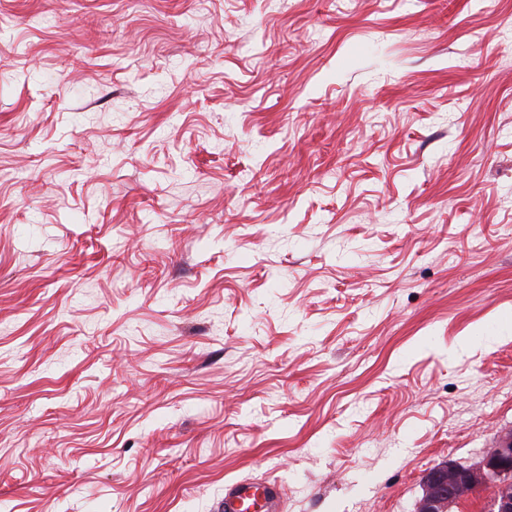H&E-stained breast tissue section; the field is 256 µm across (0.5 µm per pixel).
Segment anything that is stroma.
<instances>
[{"mask_svg":"<svg viewBox=\"0 0 512 512\" xmlns=\"http://www.w3.org/2000/svg\"><path fill=\"white\" fill-rule=\"evenodd\" d=\"M512 427V0H0V512H414ZM260 488L265 492V511H272L276 507L274 489L267 484H257L247 480L232 484L226 489L224 501L221 502L219 510L224 512H258L254 509L253 504L256 501L255 491Z\"/></svg>","mask_w":512,"mask_h":512,"instance_id":"obj_1","label":"stroma"}]
</instances>
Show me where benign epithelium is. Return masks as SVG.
<instances>
[{
	"mask_svg": "<svg viewBox=\"0 0 512 512\" xmlns=\"http://www.w3.org/2000/svg\"><path fill=\"white\" fill-rule=\"evenodd\" d=\"M483 490L491 491L489 512H512V428L498 432L494 448L477 465L448 459L428 469L415 512H457Z\"/></svg>",
	"mask_w": 512,
	"mask_h": 512,
	"instance_id": "7a95c632",
	"label": "benign epithelium"
}]
</instances>
